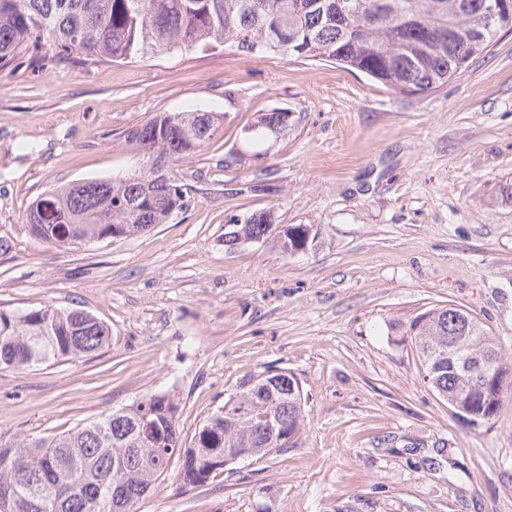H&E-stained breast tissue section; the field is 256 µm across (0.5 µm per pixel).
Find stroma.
I'll list each match as a JSON object with an SVG mask.
<instances>
[{
  "label": "stroma",
  "instance_id": "stroma-1",
  "mask_svg": "<svg viewBox=\"0 0 512 512\" xmlns=\"http://www.w3.org/2000/svg\"><path fill=\"white\" fill-rule=\"evenodd\" d=\"M190 109L224 125L173 167L188 191L168 223L68 249L31 234L38 196L133 170L127 131ZM269 112L286 127L254 138ZM260 212L266 239L225 246V225ZM291 224L317 225L316 246L285 256ZM448 304L512 360V33L425 94L224 49L0 66V309L77 308L111 332L95 354L0 370V440L170 392L189 442L250 380L287 371L305 397L295 447L193 489L171 464L137 512H512V383L471 427L394 330Z\"/></svg>",
  "mask_w": 512,
  "mask_h": 512
}]
</instances>
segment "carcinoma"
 Wrapping results in <instances>:
<instances>
[{
  "instance_id": "1",
  "label": "carcinoma",
  "mask_w": 512,
  "mask_h": 512,
  "mask_svg": "<svg viewBox=\"0 0 512 512\" xmlns=\"http://www.w3.org/2000/svg\"><path fill=\"white\" fill-rule=\"evenodd\" d=\"M0 0V63L17 54L54 50L85 62L132 61L226 45L247 57L283 55L358 71L403 94H423L448 82L500 33H512V0ZM288 113L261 116L256 134L286 126ZM214 112H160L129 130L125 142L138 169L47 191L27 223L52 246L127 238L165 224L186 206L172 166L212 138ZM255 213L224 232V245L260 241L271 232ZM310 224L282 231L293 256L315 246ZM423 379L478 426L498 412L503 386L468 366L488 359L512 375L484 325L461 307L438 306L412 320ZM107 325L82 310L47 307L25 314L0 311V370L80 358L109 342ZM178 399L154 394L43 438L0 442V512H136V504L180 462L178 478L201 486L238 450L264 456L304 422L296 378L285 371L251 381L211 414L193 445L180 440Z\"/></svg>"
}]
</instances>
